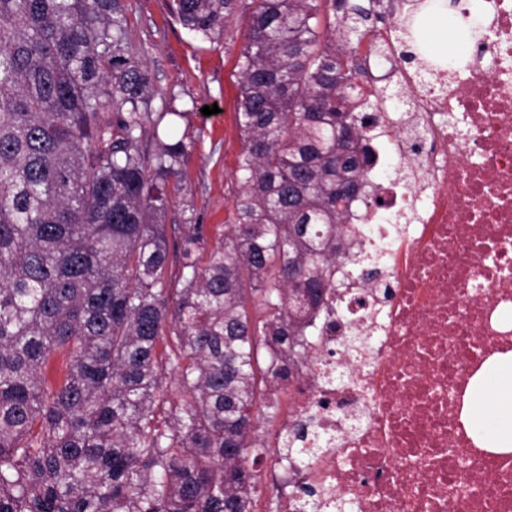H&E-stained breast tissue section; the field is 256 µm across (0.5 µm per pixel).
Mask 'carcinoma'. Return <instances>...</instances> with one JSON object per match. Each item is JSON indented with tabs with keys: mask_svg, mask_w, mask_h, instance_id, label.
<instances>
[{
	"mask_svg": "<svg viewBox=\"0 0 512 512\" xmlns=\"http://www.w3.org/2000/svg\"><path fill=\"white\" fill-rule=\"evenodd\" d=\"M237 2L173 11L205 40ZM254 3L232 223L212 244L185 224L173 247L187 113L152 111L123 0H0V512H252L254 421L278 408L261 393L307 357L373 167L361 46L397 20L413 38L426 7Z\"/></svg>",
	"mask_w": 512,
	"mask_h": 512,
	"instance_id": "obj_1",
	"label": "carcinoma"
}]
</instances>
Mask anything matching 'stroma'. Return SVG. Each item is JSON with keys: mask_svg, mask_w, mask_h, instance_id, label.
<instances>
[{"mask_svg": "<svg viewBox=\"0 0 512 512\" xmlns=\"http://www.w3.org/2000/svg\"><path fill=\"white\" fill-rule=\"evenodd\" d=\"M129 44L147 67L154 86L153 111L174 107L189 115L181 122L192 146L183 165V188L168 208L171 237L186 224L204 225L217 237L228 223L242 185L235 175L242 137L236 123V61L247 38L253 0H239L225 30L202 40L184 29L171 0H125ZM218 105L211 116L203 106Z\"/></svg>", "mask_w": 512, "mask_h": 512, "instance_id": "35a3bbf8", "label": "stroma"}]
</instances>
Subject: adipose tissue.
<instances>
[{"mask_svg":"<svg viewBox=\"0 0 512 512\" xmlns=\"http://www.w3.org/2000/svg\"><path fill=\"white\" fill-rule=\"evenodd\" d=\"M507 396L512 398V351L492 356L476 376L463 421L477 447L512 453V405L503 404Z\"/></svg>","mask_w":512,"mask_h":512,"instance_id":"obj_1","label":"adipose tissue"}]
</instances>
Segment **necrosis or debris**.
Segmentation results:
<instances>
[{
	"instance_id": "necrosis-or-debris-1",
	"label": "necrosis or debris",
	"mask_w": 512,
	"mask_h": 512,
	"mask_svg": "<svg viewBox=\"0 0 512 512\" xmlns=\"http://www.w3.org/2000/svg\"><path fill=\"white\" fill-rule=\"evenodd\" d=\"M456 11L462 66L398 68L404 123L387 100L355 115L377 164L318 342L278 389L274 441L306 426L264 463L281 512H301L302 483L319 512H512V453L477 448L462 421L471 379L512 350V0ZM364 262L384 280L356 275Z\"/></svg>"
}]
</instances>
